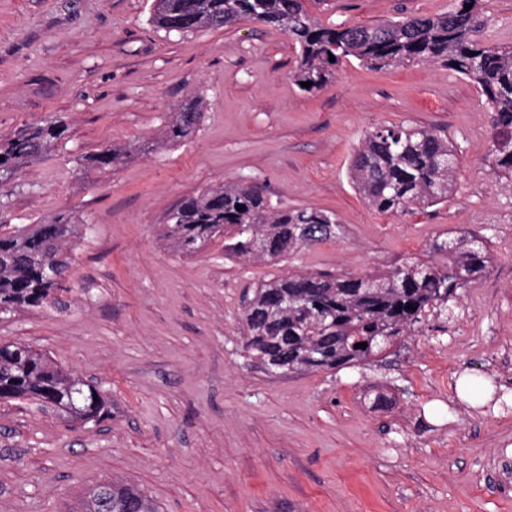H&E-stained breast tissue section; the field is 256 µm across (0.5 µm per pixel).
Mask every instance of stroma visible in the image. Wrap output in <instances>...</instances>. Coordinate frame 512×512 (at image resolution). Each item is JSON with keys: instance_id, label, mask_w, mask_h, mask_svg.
I'll list each match as a JSON object with an SVG mask.
<instances>
[{"instance_id": "stroma-1", "label": "stroma", "mask_w": 512, "mask_h": 512, "mask_svg": "<svg viewBox=\"0 0 512 512\" xmlns=\"http://www.w3.org/2000/svg\"><path fill=\"white\" fill-rule=\"evenodd\" d=\"M452 0H308L326 25L399 12L439 15ZM483 42L512 45V0H484ZM153 0H0V140L61 116L68 133L17 174L0 231L82 222L65 309L0 320L112 402L75 426L30 402H0V512H78L99 482L143 490L159 512H512V410L479 408L468 380L512 390V187L486 158L491 119L467 78L439 63L371 68L343 60L322 89L290 78L298 49L240 21L183 36ZM202 101L176 145L173 112ZM434 127L458 149L447 202L404 214L370 208L349 163L374 127ZM114 167L89 166L102 146ZM256 183L272 204L333 212L332 240L280 262L243 264L223 239L194 255L159 241L183 197ZM489 240L488 272L449 319L428 317L395 355L292 376L242 356L243 299L297 271L366 274L423 256L445 234ZM391 392L373 406L372 389Z\"/></svg>"}]
</instances>
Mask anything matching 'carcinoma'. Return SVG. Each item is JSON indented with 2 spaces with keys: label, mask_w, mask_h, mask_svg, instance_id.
Here are the masks:
<instances>
[{
  "label": "carcinoma",
  "mask_w": 512,
  "mask_h": 512,
  "mask_svg": "<svg viewBox=\"0 0 512 512\" xmlns=\"http://www.w3.org/2000/svg\"><path fill=\"white\" fill-rule=\"evenodd\" d=\"M471 5L465 9V5ZM242 18L288 34L299 46L295 83L320 89L335 67L350 57L374 67L434 62L471 80L491 112L488 163L512 186V47L480 39L482 0H454L435 17L410 15L374 24L324 25L306 0H154L153 21L177 34L231 26ZM335 61H329V57ZM202 118L189 101L174 113L169 142L191 134ZM59 116L19 129L0 142V188L12 184L25 164L54 150L66 135ZM457 149L434 128L398 124L368 132L350 163L353 188L376 211L404 213L448 199ZM124 151L107 145L90 158L110 168ZM242 206L237 210L236 206ZM339 221L315 208H278L256 185L226 183L181 200L166 216L162 239L192 255L215 237H224V256L244 263L284 260L294 252L336 238ZM76 225L60 218L50 224H23L0 235V312L8 317L61 305ZM490 260L484 236L468 231L436 239L426 255L378 270L349 275L294 272L260 283L243 311V350L260 368L270 365L291 375L379 362L428 312L444 313L459 290L485 272ZM413 309H406L407 305ZM364 343L366 348L355 344ZM24 399L70 421L100 422L111 413L96 385L73 376L44 354L18 342H0V400ZM111 507L98 490L84 497L80 512H157L140 489L108 482Z\"/></svg>",
  "instance_id": "carcinoma-1"
}]
</instances>
